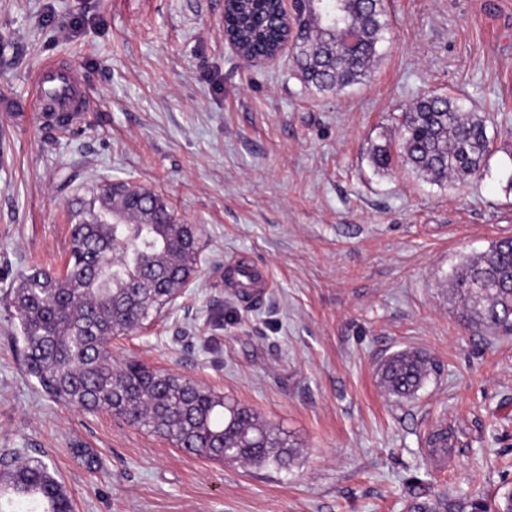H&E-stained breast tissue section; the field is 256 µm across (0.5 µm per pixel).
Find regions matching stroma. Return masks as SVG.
I'll return each mask as SVG.
<instances>
[{
  "label": "stroma",
  "mask_w": 512,
  "mask_h": 512,
  "mask_svg": "<svg viewBox=\"0 0 512 512\" xmlns=\"http://www.w3.org/2000/svg\"><path fill=\"white\" fill-rule=\"evenodd\" d=\"M386 3L378 61L336 93L307 86L289 52L246 65L224 0H0V457L55 465L74 512H407L512 487V333L467 325L448 300L463 258L512 238V0ZM49 63L88 92L64 133L39 112ZM429 92L494 117L466 182L401 163L397 117ZM116 179L196 225L200 259L159 317L113 340V362L251 408L298 442L290 470L183 454L25 374L8 290L31 265L61 266L69 201ZM239 255L269 271L264 295L225 288ZM405 348L437 368L398 402L377 369ZM439 428L444 451L429 444Z\"/></svg>",
  "instance_id": "stroma-1"
}]
</instances>
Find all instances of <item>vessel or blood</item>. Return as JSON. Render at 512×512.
Returning a JSON list of instances; mask_svg holds the SVG:
<instances>
[{"label": "vessel or blood", "instance_id": "b4317fda", "mask_svg": "<svg viewBox=\"0 0 512 512\" xmlns=\"http://www.w3.org/2000/svg\"><path fill=\"white\" fill-rule=\"evenodd\" d=\"M37 90L46 112L74 117L83 112L87 104L77 72L69 66L51 64L43 67L37 75ZM224 282L227 288L245 299L260 295L269 286L265 269L247 260L227 265Z\"/></svg>", "mask_w": 512, "mask_h": 512}]
</instances>
